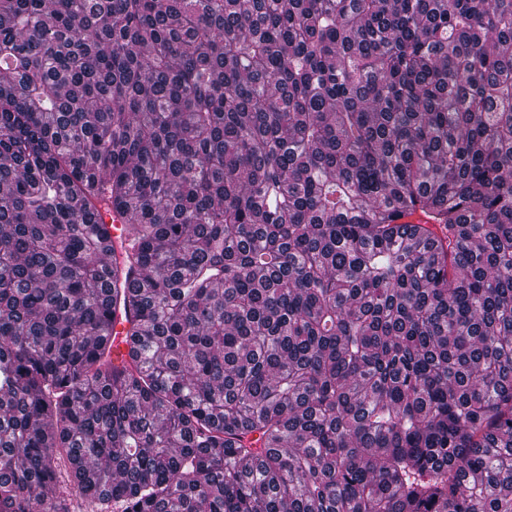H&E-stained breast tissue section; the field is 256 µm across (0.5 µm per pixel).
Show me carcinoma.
<instances>
[{"mask_svg":"<svg viewBox=\"0 0 512 512\" xmlns=\"http://www.w3.org/2000/svg\"><path fill=\"white\" fill-rule=\"evenodd\" d=\"M73 494L512 512V0H0V512ZM100 220L105 224H101L103 228H105L109 235V243L112 247H115V255L112 256L111 262V279L110 284L111 288H121V284L124 280L123 272H124V257L119 249V241L126 237L125 224L123 221L118 218L113 212L105 211L101 209V217ZM112 270H114V275L112 276ZM112 330L105 336V345L108 358L114 365L120 366L123 362H129V345L124 339H129L131 323L125 320L124 314L117 301L112 307Z\"/></svg>","mask_w":512,"mask_h":512,"instance_id":"carcinoma-1","label":"carcinoma"}]
</instances>
